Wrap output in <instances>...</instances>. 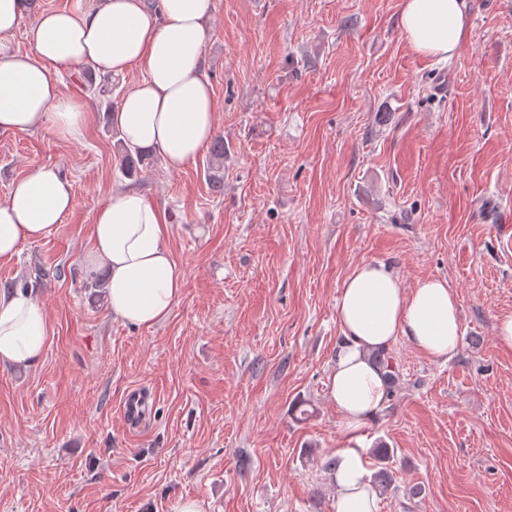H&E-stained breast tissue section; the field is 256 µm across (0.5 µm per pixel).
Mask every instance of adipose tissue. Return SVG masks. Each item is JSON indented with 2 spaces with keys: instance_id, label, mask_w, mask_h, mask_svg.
Wrapping results in <instances>:
<instances>
[{
  "instance_id": "adipose-tissue-1",
  "label": "adipose tissue",
  "mask_w": 512,
  "mask_h": 512,
  "mask_svg": "<svg viewBox=\"0 0 512 512\" xmlns=\"http://www.w3.org/2000/svg\"><path fill=\"white\" fill-rule=\"evenodd\" d=\"M212 13L213 0H94L40 13L31 0H0V131L49 125L64 137L82 135L86 108L63 95L50 65L112 77L136 68L142 80L125 89L110 119L130 147L157 154L167 169L185 167L215 132L204 57ZM468 19V0H403L400 27L418 54L448 58L465 41ZM21 28L30 44L24 53L8 43ZM73 206L70 182L53 168L15 181L0 199V261L46 237ZM168 234L163 214L136 189L117 190L97 209L82 266L88 276L104 275L114 319L150 328L168 318L183 290ZM336 321L342 341L328 384L342 434L336 512H377L362 432L381 411L389 383L374 355L402 338L431 360H448L461 340L458 304L446 280L423 278L408 288L386 264L363 263L341 288ZM49 335L41 303L21 289H0V366L34 365Z\"/></svg>"
}]
</instances>
